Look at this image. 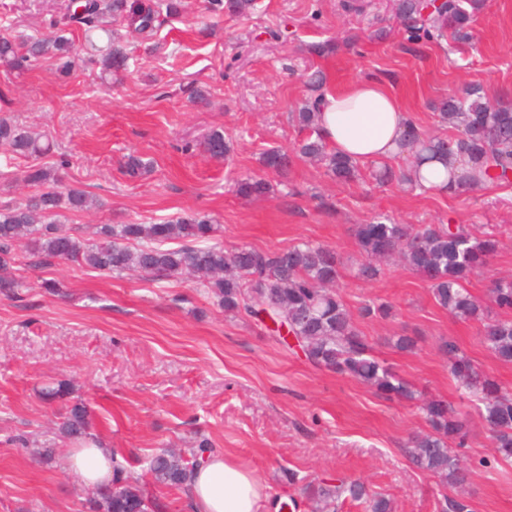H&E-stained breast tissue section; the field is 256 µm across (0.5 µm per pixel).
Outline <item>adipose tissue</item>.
Returning <instances> with one entry per match:
<instances>
[{
	"mask_svg": "<svg viewBox=\"0 0 512 512\" xmlns=\"http://www.w3.org/2000/svg\"><path fill=\"white\" fill-rule=\"evenodd\" d=\"M411 115L406 101L376 77L329 91L318 115L320 134L336 153L359 162L390 159L400 150ZM69 468L85 485L110 483L111 452L94 444L71 448ZM190 512H264L268 496L251 470L215 453L196 467L187 486Z\"/></svg>",
	"mask_w": 512,
	"mask_h": 512,
	"instance_id": "ef3b65f1",
	"label": "adipose tissue"
}]
</instances>
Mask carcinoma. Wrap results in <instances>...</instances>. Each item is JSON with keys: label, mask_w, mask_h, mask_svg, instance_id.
<instances>
[{"label": "carcinoma", "mask_w": 512, "mask_h": 512, "mask_svg": "<svg viewBox=\"0 0 512 512\" xmlns=\"http://www.w3.org/2000/svg\"><path fill=\"white\" fill-rule=\"evenodd\" d=\"M215 9L234 14L247 12L253 0H210ZM479 0H447L445 9L423 16V0H397L403 21L409 22L411 37L441 40L453 30L461 39L468 37V25ZM180 12V0H73L63 9L62 22H53V31L17 44L0 37V63L7 72L21 76L42 59H51L64 76L70 75L78 61L101 67V74L116 75L128 66V46L112 38L105 19H121L129 33L149 37L167 18ZM75 24L84 33L89 56L80 59L77 49L65 35V26ZM312 95L296 114L301 140L295 156L322 165L340 181L360 176L358 162L337 155L323 141L317 114L324 99L323 77L309 78ZM441 116L455 133L435 140L439 154L459 157L463 170L457 176L462 186L482 187L502 180V172L512 168V106H495L472 86L442 103ZM0 144L23 157H39L50 152L49 145L9 118H0ZM211 156L220 158L229 150L224 131L210 130L200 141ZM292 156L281 150L262 155L263 166L274 172L286 171ZM60 167L32 165L24 183L37 191L21 203L0 202V294H16L22 282L12 276L15 246L22 242L29 266L40 267L54 260L84 265L106 274L139 272L168 278L194 275L200 285L217 299L224 311L254 318L270 310L288 323L306 359L318 368L334 371L376 389L387 399L417 400L411 384L393 368L373 355V347L359 329L356 318L336 290L342 262L332 249L301 243L276 252H261L247 246L227 251L209 243L215 232L206 216L176 217L160 224H103L100 241L89 243L55 223L65 211L83 213L103 207L79 188L58 190ZM269 186L262 178H248L238 184L243 196H261ZM355 237L365 261L358 276L371 280L378 276L379 263L399 258L429 282L435 302L456 319L482 322L480 340L500 362L512 364V278H501L491 286L493 305L503 312L496 317L463 286L497 252L499 242L490 233L476 237L464 224L425 225L360 224ZM179 241L177 248L167 244ZM390 306L373 303L363 306L359 317L384 319ZM448 355L450 375L457 382L462 400L475 406L490 433L495 454L512 458V387L484 374L448 339L439 345ZM429 430L411 439L410 457L419 468L444 480V512H471L468 498L460 491L467 481V470L456 449L468 439L464 416L444 400H431L419 406ZM61 430L73 440L90 436L87 407L75 400L68 406ZM212 446L202 441L192 459L175 452L151 457L148 471L155 482L166 486H187L199 458ZM303 493L316 503V512H336V503L348 494L366 504L367 512H392L391 500L371 493L362 483L342 479H323L303 487ZM89 512H157L155 500L140 486L116 471L112 483L98 488L88 500Z\"/></svg>", "instance_id": "obj_1"}]
</instances>
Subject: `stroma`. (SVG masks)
<instances>
[{
  "label": "stroma",
  "mask_w": 512,
  "mask_h": 512,
  "mask_svg": "<svg viewBox=\"0 0 512 512\" xmlns=\"http://www.w3.org/2000/svg\"><path fill=\"white\" fill-rule=\"evenodd\" d=\"M65 0H0V35L46 33ZM254 0L243 16L209 12L207 0H183L152 38L136 45L118 81L77 65L60 77L45 59L22 77L0 71V116L48 139L47 164L66 159L65 184L100 199L102 208L69 214L64 224L94 238L103 224H155L208 214L214 242L272 252L302 241L327 245L345 263L339 292L351 311L368 301L392 305L391 317L359 320L377 357L410 381L420 398L458 403L442 340L455 339L472 361L512 386V364L479 340L480 324L436 304L428 283L399 262L372 280L356 277L354 229L385 219L399 224H467L493 230L501 246L466 287L487 301L489 287L512 274V182L440 195L375 178L381 163H360L343 183L297 160L286 174L266 170L269 149H292L293 120L318 71L337 89L364 75L387 78L409 105L417 128L447 136L437 104L468 85L492 103H512V0H484L471 37L413 40L392 0ZM333 42V54L309 53ZM205 101H197L195 91ZM223 129L230 151L213 159L199 146ZM135 154L150 173L128 177ZM27 158L0 148V201L31 195ZM269 184L260 197L237 194L239 180ZM26 286L0 294V512H88L92 490L66 464L60 429L64 401L42 389L64 382L85 402L90 432L128 477L141 480L159 512H187L182 489L153 484L144 461L163 449L191 457L201 440L254 472L269 503L313 512L302 492L328 477L357 480L393 499L395 512H441L446 488L414 466L408 442L427 423L416 403L388 401L360 382L308 363L261 323L225 314L189 279L108 276L56 261L31 267L18 256ZM55 283L49 291L47 283ZM416 340L410 352L391 337ZM471 435L459 454L470 470L464 489L473 512H512V462L495 460L488 432L469 413ZM52 448L56 460L39 462Z\"/></svg>",
  "instance_id": "1"
}]
</instances>
